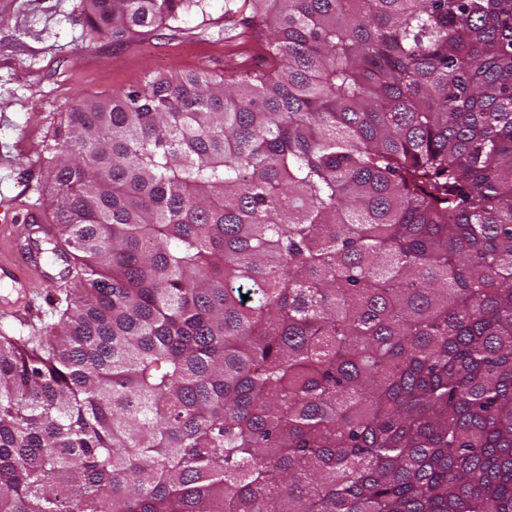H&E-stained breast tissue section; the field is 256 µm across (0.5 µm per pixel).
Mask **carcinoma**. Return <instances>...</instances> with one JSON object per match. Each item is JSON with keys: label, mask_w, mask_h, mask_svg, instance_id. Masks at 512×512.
I'll use <instances>...</instances> for the list:
<instances>
[{"label": "carcinoma", "mask_w": 512, "mask_h": 512, "mask_svg": "<svg viewBox=\"0 0 512 512\" xmlns=\"http://www.w3.org/2000/svg\"><path fill=\"white\" fill-rule=\"evenodd\" d=\"M253 2L268 70L53 117L72 292L0 332V512H512V0Z\"/></svg>", "instance_id": "carcinoma-1"}]
</instances>
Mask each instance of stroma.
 Here are the masks:
<instances>
[{"mask_svg": "<svg viewBox=\"0 0 512 512\" xmlns=\"http://www.w3.org/2000/svg\"><path fill=\"white\" fill-rule=\"evenodd\" d=\"M208 17L188 13L120 45L82 23L80 0H6L0 5V208L38 206L44 187L40 150L54 113L76 94L108 95L157 74L204 69L215 74L262 67L260 40L224 24V0H208ZM46 264L54 287L17 298L0 281V331L43 333L57 319L55 298L73 274L64 256Z\"/></svg>", "mask_w": 512, "mask_h": 512, "instance_id": "obj_1", "label": "stroma"}]
</instances>
